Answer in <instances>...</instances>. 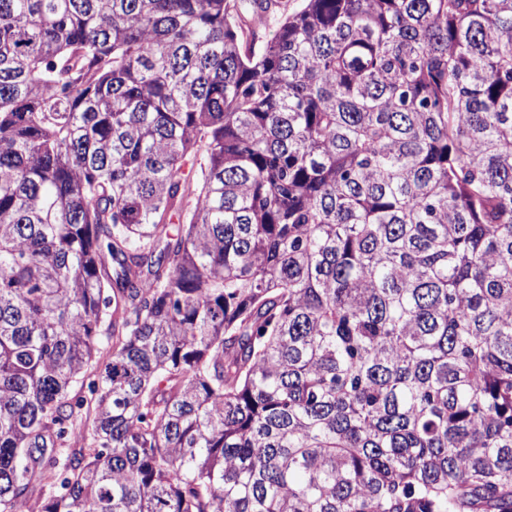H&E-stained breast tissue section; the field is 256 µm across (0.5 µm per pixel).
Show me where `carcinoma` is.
I'll list each match as a JSON object with an SVG mask.
<instances>
[{
    "label": "carcinoma",
    "mask_w": 512,
    "mask_h": 512,
    "mask_svg": "<svg viewBox=\"0 0 512 512\" xmlns=\"http://www.w3.org/2000/svg\"><path fill=\"white\" fill-rule=\"evenodd\" d=\"M31 505L512 512V0H0Z\"/></svg>",
    "instance_id": "obj_1"
}]
</instances>
